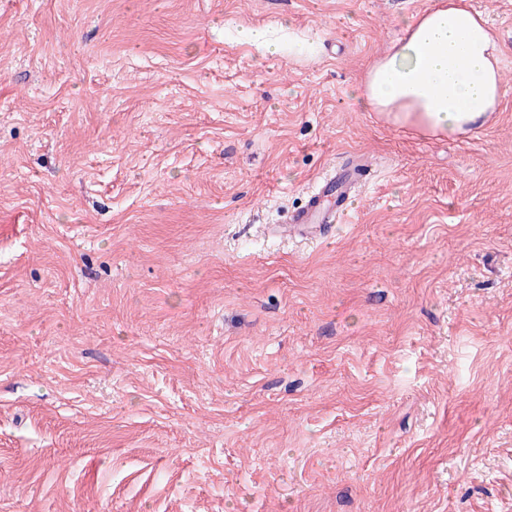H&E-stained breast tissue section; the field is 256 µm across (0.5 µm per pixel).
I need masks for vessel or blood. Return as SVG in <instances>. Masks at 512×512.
<instances>
[{
    "label": "vessel or blood",
    "mask_w": 512,
    "mask_h": 512,
    "mask_svg": "<svg viewBox=\"0 0 512 512\" xmlns=\"http://www.w3.org/2000/svg\"><path fill=\"white\" fill-rule=\"evenodd\" d=\"M366 165L354 161L327 173L307 203L296 209L288 223L275 226V233H287L299 239H315L324 225L343 217L357 185L367 180Z\"/></svg>",
    "instance_id": "b4317fda"
}]
</instances>
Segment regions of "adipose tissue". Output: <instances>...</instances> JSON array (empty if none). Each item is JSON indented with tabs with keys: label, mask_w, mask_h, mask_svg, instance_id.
<instances>
[{
	"label": "adipose tissue",
	"mask_w": 512,
	"mask_h": 512,
	"mask_svg": "<svg viewBox=\"0 0 512 512\" xmlns=\"http://www.w3.org/2000/svg\"><path fill=\"white\" fill-rule=\"evenodd\" d=\"M502 49L470 0H429L356 86L355 97L425 137L469 135L504 94Z\"/></svg>",
	"instance_id": "1"
}]
</instances>
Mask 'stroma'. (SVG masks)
<instances>
[{"label": "stroma", "instance_id": "35a3bbf8", "mask_svg": "<svg viewBox=\"0 0 512 512\" xmlns=\"http://www.w3.org/2000/svg\"><path fill=\"white\" fill-rule=\"evenodd\" d=\"M427 4L0 0V512H512V0L471 135L353 95ZM370 170V169H369ZM368 167L358 161L333 169L311 193L307 203L296 209L288 224H279L271 233H290L294 238L316 239L325 224H336L344 216L348 201L353 197L357 185L367 180ZM336 185L339 197L336 201Z\"/></svg>", "mask_w": 512, "mask_h": 512}]
</instances>
